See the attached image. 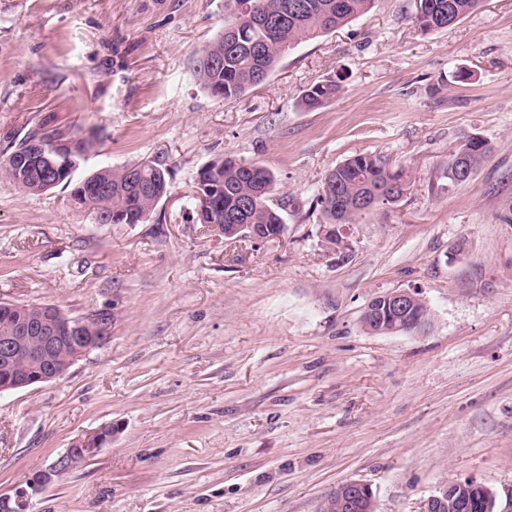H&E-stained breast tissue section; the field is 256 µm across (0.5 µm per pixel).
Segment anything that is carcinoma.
I'll use <instances>...</instances> for the list:
<instances>
[{
	"label": "carcinoma",
	"instance_id": "obj_1",
	"mask_svg": "<svg viewBox=\"0 0 512 512\" xmlns=\"http://www.w3.org/2000/svg\"><path fill=\"white\" fill-rule=\"evenodd\" d=\"M375 0H224V27L195 53L194 72L211 95L237 99L262 84L296 46L332 33L368 13ZM482 0H419L416 22L423 33L446 29L481 5ZM334 80L318 81L301 94V103L316 110L336 97ZM55 131H32L13 143L0 160V181L23 193L39 195L50 190L39 166L21 169L17 158L29 152V142L50 138ZM77 138L76 164H81L98 143L91 129L73 127ZM468 152L460 161L448 160V185L466 182L463 170L475 172L485 161L489 146L473 135L466 139ZM137 174L127 168L101 166L86 175L87 181L64 178L60 185L69 199L89 212L97 224H140L156 209L157 197L170 188L167 170L154 161L136 164ZM206 181L194 184L190 205L197 208V193L209 198L213 224L282 223L271 197L275 177L256 164L219 158L206 165ZM407 190L405 172L390 168L387 160L372 153L348 157L331 170L317 189L316 202L327 224H353L367 199L375 206L397 204Z\"/></svg>",
	"mask_w": 512,
	"mask_h": 512
}]
</instances>
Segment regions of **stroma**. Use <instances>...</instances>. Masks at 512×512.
Instances as JSON below:
<instances>
[{
	"label": "stroma",
	"mask_w": 512,
	"mask_h": 512,
	"mask_svg": "<svg viewBox=\"0 0 512 512\" xmlns=\"http://www.w3.org/2000/svg\"><path fill=\"white\" fill-rule=\"evenodd\" d=\"M416 2L376 0L226 101L194 74L224 0H0V152L79 124L100 141L75 178L153 160L171 183L145 223L98 224L64 189L0 182V302L106 328L65 378L0 394V493L109 423L30 512H323L349 480L378 512L464 479L512 495V0L428 34ZM328 78L336 98L300 106ZM471 135L490 154L449 187ZM358 153L409 186L358 217L342 257L315 193ZM222 156L274 174L284 236L197 224L185 195ZM401 290L426 330L367 333V302Z\"/></svg>",
	"instance_id": "stroma-1"
}]
</instances>
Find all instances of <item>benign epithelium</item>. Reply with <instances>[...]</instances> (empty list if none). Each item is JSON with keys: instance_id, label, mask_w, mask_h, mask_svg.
Masks as SVG:
<instances>
[{"instance_id": "obj_1", "label": "benign epithelium", "mask_w": 512, "mask_h": 512, "mask_svg": "<svg viewBox=\"0 0 512 512\" xmlns=\"http://www.w3.org/2000/svg\"><path fill=\"white\" fill-rule=\"evenodd\" d=\"M30 145L24 164L40 165L53 171L57 179L73 170L68 164L59 167L58 161L72 159L76 145L74 137L64 133L53 136L46 146L36 140ZM223 236L235 242L248 241L254 246L279 238V235L269 233L265 224H226ZM323 238L328 248L339 254L349 247L345 224L323 225ZM0 317L15 324L13 329L0 336V394L64 378L77 361L104 341L103 336L92 335L93 320L72 317L55 304L1 302ZM392 317L399 322L393 331L419 332L428 325L429 309L415 291L383 292L369 300L362 321L366 322L365 330L376 334L385 331L377 323ZM112 433V426L104 425L73 442L48 467L30 473L25 485L17 487L14 494H1L0 512H29L34 496L110 443ZM451 487L461 490V493L448 497ZM476 490L484 491L486 487L473 480L444 485L425 501L422 512H472L477 501L469 496V492ZM376 507L371 486L352 480L333 490L325 512H375Z\"/></svg>"}]
</instances>
